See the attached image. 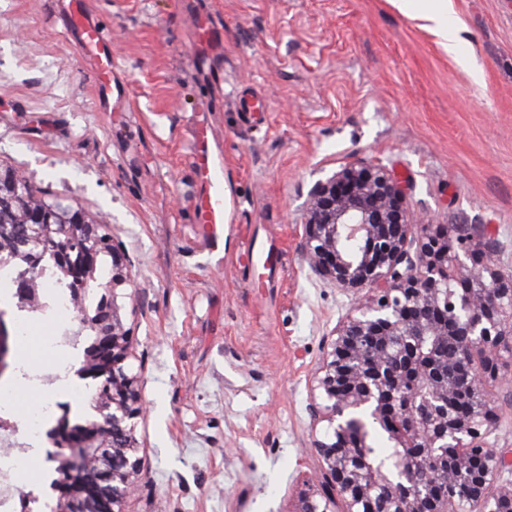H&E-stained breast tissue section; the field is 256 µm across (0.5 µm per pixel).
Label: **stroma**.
I'll return each instance as SVG.
<instances>
[{"instance_id": "1", "label": "stroma", "mask_w": 512, "mask_h": 512, "mask_svg": "<svg viewBox=\"0 0 512 512\" xmlns=\"http://www.w3.org/2000/svg\"><path fill=\"white\" fill-rule=\"evenodd\" d=\"M138 102L96 106L55 0H0V166L81 208L124 258L137 491L124 512H291L327 422L313 373L350 296L301 252L314 185L381 161L431 224L512 272V0H451L455 54L395 0H90ZM217 42L199 46L196 25ZM236 199L224 249L191 208L196 122ZM278 255L251 267L244 244Z\"/></svg>"}]
</instances>
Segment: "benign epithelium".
<instances>
[{
    "instance_id": "1",
    "label": "benign epithelium",
    "mask_w": 512,
    "mask_h": 512,
    "mask_svg": "<svg viewBox=\"0 0 512 512\" xmlns=\"http://www.w3.org/2000/svg\"><path fill=\"white\" fill-rule=\"evenodd\" d=\"M45 210L19 229L32 240L56 237L53 257L86 292L96 247L74 259L77 236L97 240L98 225H53ZM309 267L354 297L336 324L331 352L315 372L311 415L332 432L314 441L324 482L306 485L292 512H512V485L497 486L505 457L490 441L497 423L493 386L512 361V275L498 268L495 239L461 225L432 226L406 205L403 186L381 162L346 164L318 182L301 244ZM96 341L82 375L103 379L98 416L79 432L57 429L66 475L58 493L70 512L80 490L90 512H123L135 490V423L143 412L127 371L130 338L107 306L93 323ZM401 449L393 466L363 452L377 425Z\"/></svg>"
}]
</instances>
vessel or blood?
Returning a JSON list of instances; mask_svg holds the SVG:
<instances>
[{
    "label": "vessel or blood",
    "mask_w": 512,
    "mask_h": 512,
    "mask_svg": "<svg viewBox=\"0 0 512 512\" xmlns=\"http://www.w3.org/2000/svg\"><path fill=\"white\" fill-rule=\"evenodd\" d=\"M62 10L65 28L75 39L77 55L93 63L96 98H129V89L118 77L112 38L92 19L86 0H64ZM214 144L211 126L205 122L198 123L191 145L197 183L191 204L197 223L206 229L212 246L216 247L221 241L218 230L230 222L235 199L225 181L224 158Z\"/></svg>",
    "instance_id": "obj_1"
}]
</instances>
